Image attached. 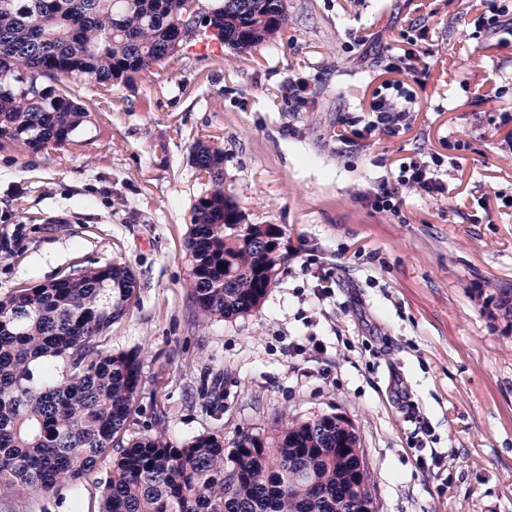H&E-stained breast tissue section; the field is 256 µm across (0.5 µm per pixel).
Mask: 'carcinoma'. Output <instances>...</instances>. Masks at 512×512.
<instances>
[{"label": "carcinoma", "mask_w": 512, "mask_h": 512, "mask_svg": "<svg viewBox=\"0 0 512 512\" xmlns=\"http://www.w3.org/2000/svg\"><path fill=\"white\" fill-rule=\"evenodd\" d=\"M196 0H0V141L63 146L91 119L44 82L125 84L198 41L183 19ZM199 26L237 52L274 42L287 0H212ZM209 189L193 205L186 258L199 318L258 309L288 258L284 232L247 224L224 190V150L194 146ZM137 288L126 266L86 269L0 297V504L80 494L112 460L100 512H355L370 472L353 426L284 421L272 435L220 434L177 446L130 435L141 362L103 335Z\"/></svg>", "instance_id": "obj_1"}]
</instances>
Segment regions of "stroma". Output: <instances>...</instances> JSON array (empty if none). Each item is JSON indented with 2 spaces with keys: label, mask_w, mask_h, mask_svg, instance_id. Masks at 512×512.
I'll return each mask as SVG.
<instances>
[{
  "label": "stroma",
  "mask_w": 512,
  "mask_h": 512,
  "mask_svg": "<svg viewBox=\"0 0 512 512\" xmlns=\"http://www.w3.org/2000/svg\"><path fill=\"white\" fill-rule=\"evenodd\" d=\"M288 0V28L250 53L190 51L134 83L70 84L92 120L38 153L0 145V296L109 264L136 294L105 343L137 353L130 432L232 446L281 420L335 415L355 429L375 512H512V208L482 223L450 196L404 192L401 217L356 199L388 164L449 150L440 176L470 199L512 195V33L472 38L466 0ZM427 31L412 128L361 148L338 119L367 108L410 24ZM377 49L364 57L355 39ZM314 101L286 109L290 78ZM501 99L475 103L493 85ZM224 150V187L247 223L290 252L261 308L198 320L185 260L207 184L196 140ZM339 284L314 293L306 250ZM407 400H400V393ZM450 449L441 477L430 451Z\"/></svg>",
  "instance_id": "1"
}]
</instances>
